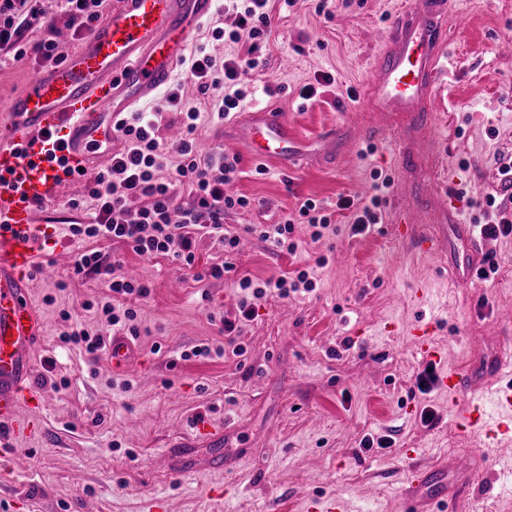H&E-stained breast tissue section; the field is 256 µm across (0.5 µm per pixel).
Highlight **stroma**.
I'll use <instances>...</instances> for the list:
<instances>
[{"label":"stroma","instance_id":"obj_1","mask_svg":"<svg viewBox=\"0 0 512 512\" xmlns=\"http://www.w3.org/2000/svg\"><path fill=\"white\" fill-rule=\"evenodd\" d=\"M271 0L274 32L267 64L257 73V105H276L306 136L356 118L371 68L403 0ZM454 80L440 92L432 114L434 173L454 172L448 190L465 202L475 224L488 222L486 196L499 192L498 154L512 156V0H463L448 15ZM32 57L0 55V114L24 86ZM313 85L311 99L300 98ZM353 142L336 167L309 166L284 175L241 158L230 192L249 201L226 215L241 234L238 252L199 244L194 270L171 258H144L125 244L71 238L56 225L84 215L68 208L84 196L83 184L63 186L37 210L42 250L29 278V295L41 313L44 339L35 354L31 384L36 401L20 408L37 421L31 437L0 453V512H148L159 499L166 512H307L308 501L339 499L343 512H402L408 469L438 460L458 494L454 512H512L503 476L512 473V444H492L482 433L454 429L448 396L422 394L414 378L425 364L416 353L415 328L429 326L442 349V365L481 369L512 350L497 311L512 307V235L487 238L496 266L489 279L450 286L439 258L415 250L397 234L394 202L403 182L385 143L365 155ZM391 177L382 220L351 235V211L335 215L324 237L295 227L296 253L276 252L257 229L297 215L306 199L334 207L339 196L371 194L373 171ZM111 251L124 271L151 284L135 301L140 335L127 369L113 370L105 353L89 356L65 343L73 328L97 330L84 303L107 293L100 280L76 273L86 250ZM224 266L223 279L196 281L194 272ZM307 270L313 292L257 302L252 320L239 317L237 283ZM235 322L225 336L223 321ZM200 344L215 356H192ZM243 353H235V346ZM434 411L433 424L420 419ZM205 417L225 425L224 443L189 442L192 424ZM389 436L386 450L361 448L367 434ZM474 459L475 478L462 484L450 463ZM234 466L216 469V457Z\"/></svg>","mask_w":512,"mask_h":512}]
</instances>
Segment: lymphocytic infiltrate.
Masks as SVG:
<instances>
[{"mask_svg": "<svg viewBox=\"0 0 512 512\" xmlns=\"http://www.w3.org/2000/svg\"><path fill=\"white\" fill-rule=\"evenodd\" d=\"M106 0H0V54L29 55L42 64L56 65L65 58L55 37L54 12H62L74 35L89 32L93 22L105 12ZM235 21L231 28L215 27L214 39L233 43L248 41L246 56L224 60L196 51L189 60L188 72L204 101L203 108L184 107L178 90L167 94L162 111L133 112L119 129L123 148L114 152L107 169L79 171L86 180V200H70V209L90 206L92 220L68 225L71 237L117 241L128 244L138 255L150 258L165 255L193 269L199 240L215 239L223 243L225 253H234L240 237L227 230L224 216L229 211L247 207L241 196L226 192L240 162L236 155L202 153L199 135L203 127L223 121L243 107L254 73L266 65L263 49L272 32L273 19L269 0H230ZM38 38H30L32 30ZM178 114L183 128L181 138L166 141L160 135L163 112ZM172 167L173 182L159 180L157 173ZM373 195L368 203L355 205L353 199L339 197L337 210H350L354 219L350 232L359 235L370 225L380 223L381 206L392 183L381 173H374ZM186 189L191 201L177 200V189ZM77 272L104 281L112 293L110 301L98 304L97 313L106 325L128 329L138 335V312L124 306L127 296L147 298L148 283L121 274V263L110 253L89 250L79 254ZM238 286L242 293L239 310L251 319L253 300L266 294L285 298L298 292L315 290L308 271L295 278L271 276L262 281L243 277Z\"/></svg>", "mask_w": 512, "mask_h": 512, "instance_id": "f902f5d3", "label": "lymphocytic infiltrate"}]
</instances>
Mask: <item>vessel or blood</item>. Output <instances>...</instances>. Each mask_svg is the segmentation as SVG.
Returning <instances> with one entry per match:
<instances>
[{
    "label": "vessel or blood",
    "instance_id": "b4317fda",
    "mask_svg": "<svg viewBox=\"0 0 512 512\" xmlns=\"http://www.w3.org/2000/svg\"><path fill=\"white\" fill-rule=\"evenodd\" d=\"M112 18L95 28L82 47L56 66L34 70L7 116L0 118V446L23 438L37 423L20 406L33 399L30 379L42 339L40 315L28 294V272L42 243L32 220L37 202L72 181L73 170L96 167L112 149L118 125L129 113L165 91L176 77L198 27L219 0H118ZM448 0H413L394 19L374 61L360 106L379 113L382 126L359 130L344 124L322 135L301 134L276 106L236 113L224 136L249 157L288 174L317 165L332 168L346 141L383 140L393 147L404 175L395 208L398 232L418 251L447 255L456 285L469 284L484 253V238L449 198L445 183L419 198L422 147L435 132L428 118L441 84L451 75ZM423 224H446L451 242L420 232ZM115 369L134 355L129 342L113 337L108 350ZM512 371V354L500 355L488 372L462 364L441 372L460 432L480 430L493 440L512 437V384L489 375ZM435 464L411 470L403 512H431L452 493Z\"/></svg>",
    "mask_w": 512,
    "mask_h": 512
}]
</instances>
